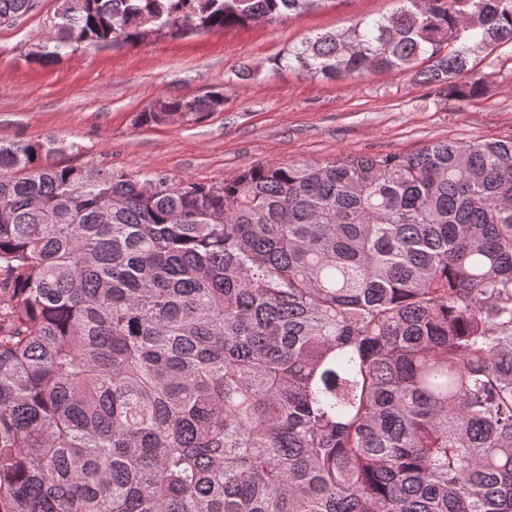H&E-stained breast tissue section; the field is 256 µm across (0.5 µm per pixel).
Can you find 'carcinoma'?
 <instances>
[{
    "label": "carcinoma",
    "mask_w": 512,
    "mask_h": 512,
    "mask_svg": "<svg viewBox=\"0 0 512 512\" xmlns=\"http://www.w3.org/2000/svg\"><path fill=\"white\" fill-rule=\"evenodd\" d=\"M322 2L61 0L40 59ZM398 2L279 63L481 96L512 0ZM50 155L0 137V512H512V136L211 183Z\"/></svg>",
    "instance_id": "obj_1"
}]
</instances>
